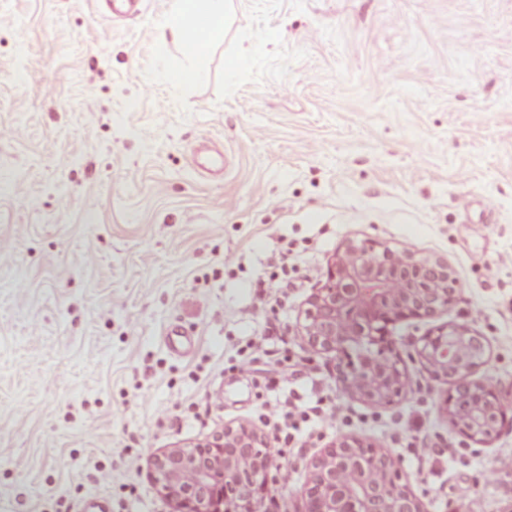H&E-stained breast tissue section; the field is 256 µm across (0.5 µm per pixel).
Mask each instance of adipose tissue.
<instances>
[{
  "label": "adipose tissue",
  "mask_w": 512,
  "mask_h": 512,
  "mask_svg": "<svg viewBox=\"0 0 512 512\" xmlns=\"http://www.w3.org/2000/svg\"><path fill=\"white\" fill-rule=\"evenodd\" d=\"M225 12V0H171L169 18L159 34L178 47L184 64L166 72L167 81L181 86L201 80L209 50L224 29Z\"/></svg>",
  "instance_id": "1"
}]
</instances>
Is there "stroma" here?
I'll list each match as a JSON object with an SVG mask.
<instances>
[{"mask_svg":"<svg viewBox=\"0 0 512 512\" xmlns=\"http://www.w3.org/2000/svg\"><path fill=\"white\" fill-rule=\"evenodd\" d=\"M169 5L117 21L96 0H0V512H76L93 496L173 512L153 456L257 424L283 346L309 378L301 398L349 421L285 449L292 479L269 475L266 512H305L312 459L345 439L395 458L424 512L474 498L512 512V472L480 478L512 452V0H232L206 79L187 87L160 77L182 64L155 34ZM203 145L227 154L222 174L198 170ZM351 241L447 262L453 303L397 323L393 342L408 354L448 323L483 337L472 378L507 415L493 438L452 426L450 384L421 363L400 400L374 406L302 336ZM285 252L293 285L268 351L257 374L232 373ZM172 324L189 354L167 344ZM396 416L462 458L416 462ZM132 454L142 465L124 470Z\"/></svg>","mask_w":512,"mask_h":512,"instance_id":"1","label":"stroma"}]
</instances>
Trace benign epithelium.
Segmentation results:
<instances>
[{
	"mask_svg": "<svg viewBox=\"0 0 512 512\" xmlns=\"http://www.w3.org/2000/svg\"><path fill=\"white\" fill-rule=\"evenodd\" d=\"M394 281L402 288L392 290ZM455 295L447 264L350 242L309 300L301 329L312 347L346 355L338 375L343 390L372 405L392 404L402 397L408 373L390 327L408 318H433ZM484 355L483 341L458 324L438 327L414 349V358L453 381L448 416L461 435L479 442L492 438L504 420L499 391L468 380ZM267 445L257 427L227 426L204 442L155 456V480L176 512H261L270 468ZM395 467L392 457L370 446L339 442L312 462L307 512H423ZM343 471L354 480L341 482Z\"/></svg>",
	"mask_w": 512,
	"mask_h": 512,
	"instance_id": "obj_1",
	"label": "benign epithelium"
}]
</instances>
